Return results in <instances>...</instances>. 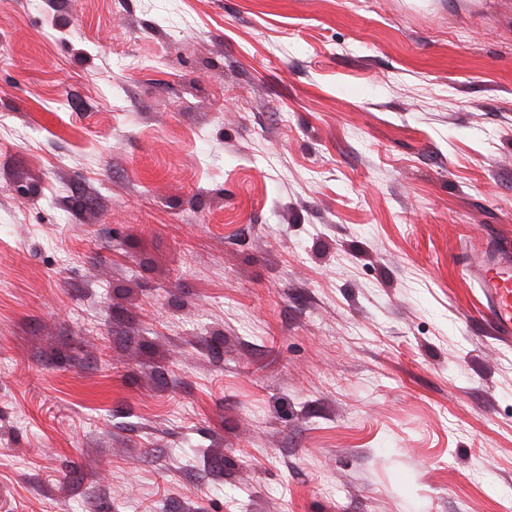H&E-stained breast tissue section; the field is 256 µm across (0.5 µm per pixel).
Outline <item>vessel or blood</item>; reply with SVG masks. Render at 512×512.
Here are the masks:
<instances>
[{
	"instance_id": "b4317fda",
	"label": "vessel or blood",
	"mask_w": 512,
	"mask_h": 512,
	"mask_svg": "<svg viewBox=\"0 0 512 512\" xmlns=\"http://www.w3.org/2000/svg\"><path fill=\"white\" fill-rule=\"evenodd\" d=\"M465 267L482 294L483 317L500 340L511 341L512 251L492 245L470 250Z\"/></svg>"
}]
</instances>
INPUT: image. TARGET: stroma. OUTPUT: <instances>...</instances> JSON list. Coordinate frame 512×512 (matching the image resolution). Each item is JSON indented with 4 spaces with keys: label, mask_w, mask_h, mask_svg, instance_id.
<instances>
[{
    "label": "stroma",
    "mask_w": 512,
    "mask_h": 512,
    "mask_svg": "<svg viewBox=\"0 0 512 512\" xmlns=\"http://www.w3.org/2000/svg\"><path fill=\"white\" fill-rule=\"evenodd\" d=\"M512 0H0V512H512ZM466 270L476 279L484 303L482 315L502 341L512 339V251L487 244L471 249Z\"/></svg>",
    "instance_id": "stroma-1"
}]
</instances>
